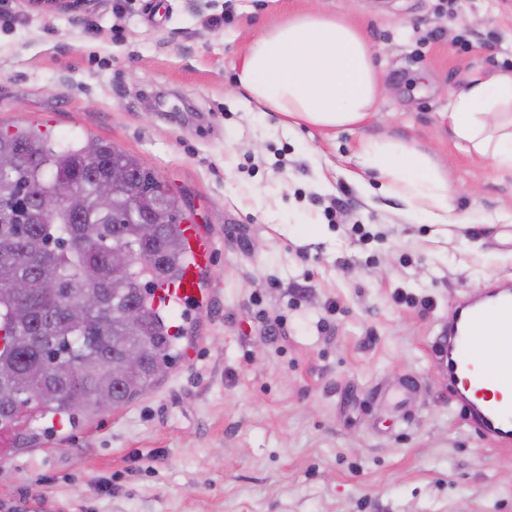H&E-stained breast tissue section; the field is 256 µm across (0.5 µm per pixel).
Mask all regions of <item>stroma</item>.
<instances>
[{
  "mask_svg": "<svg viewBox=\"0 0 512 512\" xmlns=\"http://www.w3.org/2000/svg\"><path fill=\"white\" fill-rule=\"evenodd\" d=\"M320 8L380 80L337 130L284 128L236 83L253 37ZM512 72V0H0V130L98 137L164 183L214 252L195 359L94 420L0 434V512H512V447L479 438L434 340L512 284V176L448 133L457 92ZM430 155L460 221L358 181L362 140ZM28 8L40 15H71L86 13L95 0H24Z\"/></svg>",
  "mask_w": 512,
  "mask_h": 512,
  "instance_id": "obj_1",
  "label": "stroma"
}]
</instances>
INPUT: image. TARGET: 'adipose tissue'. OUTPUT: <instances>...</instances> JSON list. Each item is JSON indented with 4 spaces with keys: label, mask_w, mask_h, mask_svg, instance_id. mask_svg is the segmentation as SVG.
Returning a JSON list of instances; mask_svg holds the SVG:
<instances>
[{
    "label": "adipose tissue",
    "mask_w": 512,
    "mask_h": 512,
    "mask_svg": "<svg viewBox=\"0 0 512 512\" xmlns=\"http://www.w3.org/2000/svg\"><path fill=\"white\" fill-rule=\"evenodd\" d=\"M237 81L259 106L280 113L288 128L359 125L380 93L361 31L317 9L263 29L239 64ZM448 127L456 140L512 174V73L474 77L457 93ZM357 164L376 173L410 207L429 214L433 223H456L449 204L452 189L426 154L369 138L360 144Z\"/></svg>",
    "instance_id": "adipose-tissue-1"
}]
</instances>
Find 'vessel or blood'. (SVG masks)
I'll return each instance as SVG.
<instances>
[{
	"label": "vessel or blood",
	"instance_id": "vessel-or-blood-1",
	"mask_svg": "<svg viewBox=\"0 0 512 512\" xmlns=\"http://www.w3.org/2000/svg\"><path fill=\"white\" fill-rule=\"evenodd\" d=\"M183 230L193 262L178 283L156 292L157 303L175 309L205 302L199 272L212 255L196 225ZM435 354L450 395L466 407L469 426L493 445L512 446V288L472 295L439 337Z\"/></svg>",
	"mask_w": 512,
	"mask_h": 512
}]
</instances>
